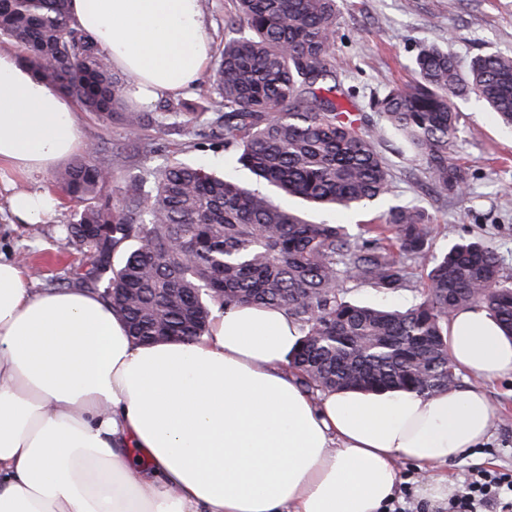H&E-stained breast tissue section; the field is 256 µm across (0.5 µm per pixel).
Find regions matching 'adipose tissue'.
I'll return each instance as SVG.
<instances>
[{
    "label": "adipose tissue",
    "mask_w": 512,
    "mask_h": 512,
    "mask_svg": "<svg viewBox=\"0 0 512 512\" xmlns=\"http://www.w3.org/2000/svg\"><path fill=\"white\" fill-rule=\"evenodd\" d=\"M75 24L131 75L139 108L193 85L210 53L200 0H71ZM81 146L66 95L0 49V167L51 170ZM49 192L13 194L16 222L41 224ZM300 339L285 311L240 305L209 336L141 344L98 296L35 291L0 258V512H384L396 461L422 494L453 487L434 467L486 440L496 409L474 388L328 393L289 374ZM458 369L512 376V339L481 308L457 311Z\"/></svg>",
    "instance_id": "obj_1"
}]
</instances>
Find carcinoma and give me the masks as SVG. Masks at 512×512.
<instances>
[{
	"label": "carcinoma",
	"instance_id": "obj_1",
	"mask_svg": "<svg viewBox=\"0 0 512 512\" xmlns=\"http://www.w3.org/2000/svg\"><path fill=\"white\" fill-rule=\"evenodd\" d=\"M233 5L230 35L202 77L217 103L205 114L170 97L149 110L129 107L130 76L73 23L70 0H0V37L81 111L126 130L139 152H156L150 131L184 151L210 137L224 144V165L255 177L242 186L177 157L146 177L120 178L90 156L64 169L57 186L83 203L60 229L62 245L86 255L75 283L144 343L162 331L198 341L216 312L241 304L282 309L301 332L288 366L311 393L457 386L446 350L457 310L487 309L512 338V281L496 251L476 239L435 251L427 214L406 204L389 206L356 241L344 225L311 221L288 199L343 212L376 203L390 192L375 145L387 132L438 193L464 197L468 173L451 151L455 100L473 94L512 128V56L484 51L463 71L450 48L425 45L412 61L413 85L391 86L369 111L355 112L344 106L354 92L336 73L338 0ZM418 268L428 270L427 289L407 309L344 296L345 281L385 293Z\"/></svg>",
	"mask_w": 512,
	"mask_h": 512
}]
</instances>
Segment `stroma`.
Segmentation results:
<instances>
[{
	"instance_id": "obj_1",
	"label": "stroma",
	"mask_w": 512,
	"mask_h": 512,
	"mask_svg": "<svg viewBox=\"0 0 512 512\" xmlns=\"http://www.w3.org/2000/svg\"><path fill=\"white\" fill-rule=\"evenodd\" d=\"M450 47L460 63L492 49L512 55V0H340L336 34V70L344 86L355 89V101L368 99L386 87L407 85L414 79L412 58L419 45ZM460 138L452 154L469 175L468 196L448 199L434 193L418 163L381 140L393 181L389 200L416 206L429 216L437 248L460 240L480 238L502 260L504 278H512V132L504 129L476 96L457 102ZM83 153L112 165L119 176L143 173L168 155L152 157L124 146L125 135L115 125L87 112H77ZM20 189L56 191L53 174H0V256L23 264L32 274L34 290L67 287L81 255L60 249L59 229L70 224L76 203L63 201L48 222L18 224L10 212V196ZM425 270H418L402 288L377 292L368 285L346 282L349 300L404 308L415 303L424 286ZM459 387L485 391L498 418L485 442L486 453L435 468V475L460 484L475 467L512 469V377L485 380L460 372Z\"/></svg>"
}]
</instances>
